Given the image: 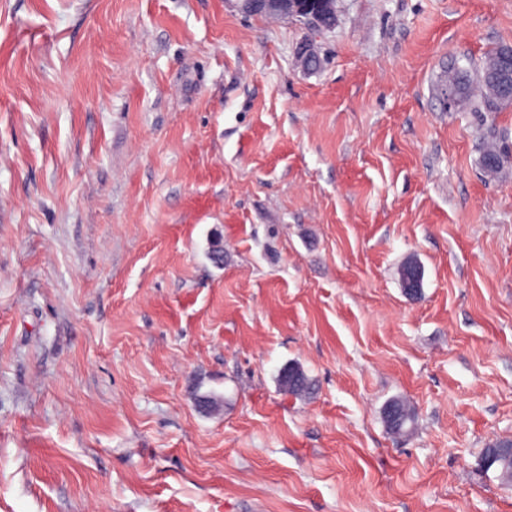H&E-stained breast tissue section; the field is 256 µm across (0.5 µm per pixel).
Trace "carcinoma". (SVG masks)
I'll return each instance as SVG.
<instances>
[{
	"mask_svg": "<svg viewBox=\"0 0 512 512\" xmlns=\"http://www.w3.org/2000/svg\"><path fill=\"white\" fill-rule=\"evenodd\" d=\"M305 7L310 12L327 13L329 22L336 21V0H308ZM496 55V50L487 53L485 59L476 71L475 76H470L462 70L448 72L442 80L443 91H453L454 99L466 102L477 99L487 112H500L512 106V71L499 76V83L505 89L498 92L491 87L493 77L489 73L488 64ZM512 163V149L498 141H488L482 148L480 164L483 171L493 176L497 174L505 164ZM423 270L415 261L405 262L400 270L402 286L406 287L411 282L416 286H422ZM279 384L282 390L302 397L312 390V380L305 371L297 365H287L279 373ZM417 414L414 407L402 398L390 400L383 410V422L389 434L396 437L409 435L415 428ZM509 443L507 439H497L484 449L482 461L487 470L494 469L498 472V479L505 486H512V455H497L490 457V449L500 448Z\"/></svg>",
	"mask_w": 512,
	"mask_h": 512,
	"instance_id": "carcinoma-1",
	"label": "carcinoma"
}]
</instances>
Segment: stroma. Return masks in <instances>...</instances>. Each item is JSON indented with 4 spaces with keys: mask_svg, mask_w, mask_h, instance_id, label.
<instances>
[{
    "mask_svg": "<svg viewBox=\"0 0 512 512\" xmlns=\"http://www.w3.org/2000/svg\"><path fill=\"white\" fill-rule=\"evenodd\" d=\"M336 14L0 0V512H512V0ZM493 56H496L503 63L508 59L512 61V44L501 45L497 55L496 48L489 51L477 69L474 78L466 71H449L442 80V90L444 92L453 90L454 99L459 101V103L475 98L486 112H501L504 109L510 108L512 71L500 74L498 77L499 83L506 86V89L495 93L490 84L493 82V77L487 73L488 64L493 59ZM506 163H512V149L496 140L484 144L480 164L486 174L496 175ZM279 384L282 390L296 397L306 396L312 390V380L297 365H287L279 373ZM382 418L389 434L403 437L414 430L417 414L409 402L402 398H394L384 407ZM510 441L507 439H496L493 443L489 444L483 452L482 455V466L486 470L494 469L498 472V479L501 481V484L505 486H512V448L509 444L507 447L503 448L502 445L509 443ZM490 448H496L497 452L505 453L507 455H497L494 456L489 464H486V461L490 457ZM511 454H508V453Z\"/></svg>",
    "mask_w": 512,
    "mask_h": 512,
    "instance_id": "stroma-1",
    "label": "stroma"
}]
</instances>
